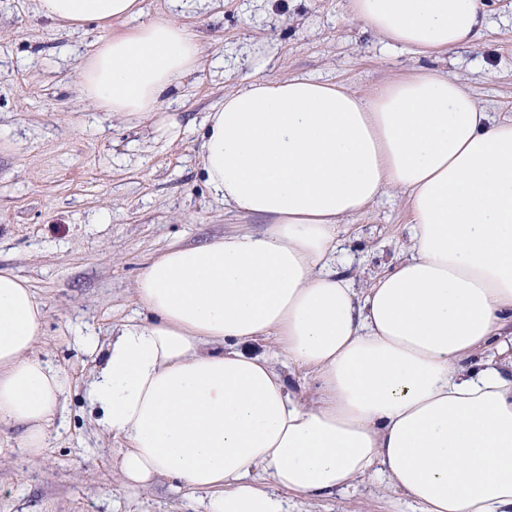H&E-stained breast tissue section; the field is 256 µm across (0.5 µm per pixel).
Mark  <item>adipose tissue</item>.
Instances as JSON below:
<instances>
[{
	"mask_svg": "<svg viewBox=\"0 0 512 512\" xmlns=\"http://www.w3.org/2000/svg\"><path fill=\"white\" fill-rule=\"evenodd\" d=\"M78 30L131 22L75 72L100 111L131 121L197 71L196 32L144 0H38ZM385 47L420 56L482 39L484 0H348ZM212 196L264 220L171 246L136 278L148 319L117 324L84 394L124 446L125 487L166 478L205 512H288L381 474L419 512H512V120L419 68L362 96L311 77L261 79L209 112ZM410 215L407 254L364 292L334 269L344 219L384 191ZM43 305L0 268V430L41 462L70 389L36 352ZM273 338L276 354L248 351ZM319 383L314 400L276 366Z\"/></svg>",
	"mask_w": 512,
	"mask_h": 512,
	"instance_id": "obj_1",
	"label": "adipose tissue"
}]
</instances>
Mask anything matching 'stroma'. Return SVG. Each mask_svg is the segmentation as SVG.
I'll use <instances>...</instances> for the list:
<instances>
[{"instance_id": "obj_1", "label": "stroma", "mask_w": 512, "mask_h": 512, "mask_svg": "<svg viewBox=\"0 0 512 512\" xmlns=\"http://www.w3.org/2000/svg\"><path fill=\"white\" fill-rule=\"evenodd\" d=\"M490 29L472 45L424 59L382 52L352 20L346 0H144L153 16L176 15L199 35V70L162 110L166 134L98 110L74 74L99 40L123 23L81 31L49 23L37 0H0V267L27 278L45 305L38 353L67 371L61 426L40 465L20 448V430L0 432V512H204L199 495L157 480L122 485L121 437L103 432L83 386L100 355L77 333L106 342L134 314V282L146 261L258 220L217 202L200 173L206 115L254 78L314 77L368 95L379 83L431 66L456 77L499 117L512 118V0H486ZM344 271L364 282L409 246L404 196L386 191L353 217ZM289 512H417L377 480L320 498L290 497Z\"/></svg>"}]
</instances>
